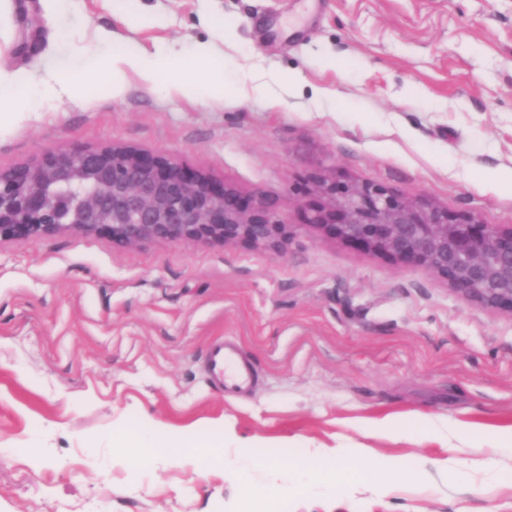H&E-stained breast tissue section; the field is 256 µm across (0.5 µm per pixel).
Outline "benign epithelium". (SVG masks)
<instances>
[{
	"label": "benign epithelium",
	"instance_id": "7a95c632",
	"mask_svg": "<svg viewBox=\"0 0 512 512\" xmlns=\"http://www.w3.org/2000/svg\"><path fill=\"white\" fill-rule=\"evenodd\" d=\"M304 220L334 241L417 267L465 303L512 318V225L485 224L371 181L311 176ZM97 235L149 242L278 248L286 225L259 196L160 152L108 144L48 151L0 171V243Z\"/></svg>",
	"mask_w": 512,
	"mask_h": 512
}]
</instances>
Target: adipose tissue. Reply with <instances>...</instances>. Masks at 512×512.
<instances>
[{"label":"adipose tissue","instance_id":"1","mask_svg":"<svg viewBox=\"0 0 512 512\" xmlns=\"http://www.w3.org/2000/svg\"><path fill=\"white\" fill-rule=\"evenodd\" d=\"M104 51L86 64L81 74L60 71L42 83H32L0 69V118L17 112H33L48 106L59 93L74 101L90 95L100 82L120 85L124 67L142 69L146 78L161 88H173L204 103L224 96V57L212 47L198 46L184 55L166 46L153 52L132 50L126 40L103 33ZM196 78L183 80L185 71Z\"/></svg>","mask_w":512,"mask_h":512}]
</instances>
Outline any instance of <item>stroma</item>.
Listing matches in <instances>:
<instances>
[{"label": "stroma", "instance_id": "35a3bbf8", "mask_svg": "<svg viewBox=\"0 0 512 512\" xmlns=\"http://www.w3.org/2000/svg\"><path fill=\"white\" fill-rule=\"evenodd\" d=\"M160 23L131 27L127 16ZM224 53L202 105L126 69L0 122V169L111 142L264 198L279 249L0 244V512H512V318L324 237L309 176L512 224V0H8L0 69L79 72L98 34ZM236 345L256 385L204 369ZM184 451L125 445L143 419ZM485 460L483 472L470 470Z\"/></svg>", "mask_w": 512, "mask_h": 512}]
</instances>
